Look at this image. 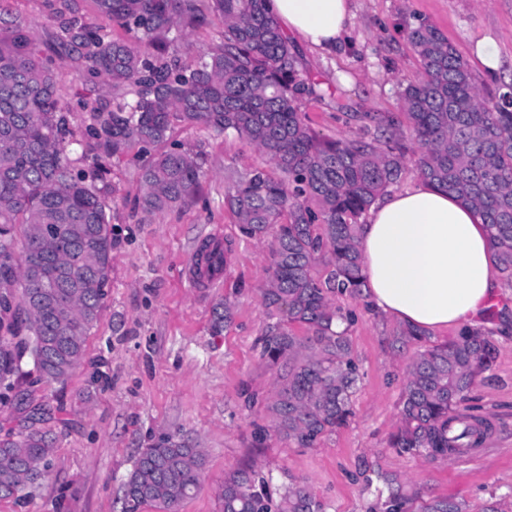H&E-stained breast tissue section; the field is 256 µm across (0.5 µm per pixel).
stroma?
Listing matches in <instances>:
<instances>
[{
	"instance_id": "35a3bbf8",
	"label": "stroma",
	"mask_w": 512,
	"mask_h": 512,
	"mask_svg": "<svg viewBox=\"0 0 512 512\" xmlns=\"http://www.w3.org/2000/svg\"><path fill=\"white\" fill-rule=\"evenodd\" d=\"M0 14L19 20L44 54L61 66V96L111 100L112 86L79 71L58 46V22L49 0H0ZM434 24L467 63L483 101L512 84V0H355L349 34L335 51L292 42L304 69L332 95L302 110L316 133L329 138H373L376 115L402 112L399 87L421 78L422 65L399 28L404 17ZM171 51L196 64L220 28L208 24L171 33ZM494 39L502 65L487 76L472 53L478 40ZM172 142L204 154L196 203L157 215L134 213L136 161H113L107 180L117 188L112 207L111 271L101 317L86 339L85 362L65 384L23 382L24 404H0V424L16 431L30 407L46 409L44 429L54 438L50 473L20 500H0V512H118L124 484L139 449L170 438L202 449L200 490L179 512H221L225 475L255 467L273 495L292 482L308 487L325 512H385L392 490L414 503L446 498L463 512L487 503L512 506V282L502 281L506 306L483 316L497 354L469 394L475 414L491 430L483 443L457 459L404 455L389 448L415 344L399 346L400 326L368 310L362 298L336 297L354 311L349 327L359 380L353 415L315 448H297L277 435L258 441L255 426H270L263 400L278 374L262 355L259 339L271 317L261 289L271 275L267 243L244 236L224 205L239 178L268 167L254 146L203 126L176 129ZM215 241L230 251L214 287L191 277L197 249ZM228 303L231 324L212 328L213 309ZM257 394L245 408L243 390Z\"/></svg>"
}]
</instances>
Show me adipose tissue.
<instances>
[{
	"label": "adipose tissue",
	"mask_w": 512,
	"mask_h": 512,
	"mask_svg": "<svg viewBox=\"0 0 512 512\" xmlns=\"http://www.w3.org/2000/svg\"><path fill=\"white\" fill-rule=\"evenodd\" d=\"M281 30L330 52L353 17L351 0H267ZM362 295L374 312L435 334L471 326L500 286V270L473 207L428 181L383 195L361 225Z\"/></svg>",
	"instance_id": "1"
}]
</instances>
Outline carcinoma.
<instances>
[{"label":"carcinoma","instance_id":"carcinoma-1","mask_svg":"<svg viewBox=\"0 0 512 512\" xmlns=\"http://www.w3.org/2000/svg\"><path fill=\"white\" fill-rule=\"evenodd\" d=\"M98 14L132 34L113 40L70 8L60 15L63 47L84 69L112 81V104L84 98L91 123L77 134L60 95V66L42 56L15 23L0 36V399L19 381L65 383L82 366L86 338L105 299L112 251L111 195L104 175L132 149L149 155L136 170V206L177 210L197 196L203 154L162 150L176 127L205 125L256 147L272 168L255 169L224 195L243 235L269 240L272 274L261 297L277 321L261 336L262 354L282 383L267 398L272 428L298 448H315L353 414L358 380L347 328L352 319L332 297L364 286L356 247L360 219L398 184L404 132L419 146L421 178L475 206L487 225L503 276L512 281V84L483 104L467 64L423 18L400 30L420 58L423 78L400 87L403 119L371 120L386 136L325 140L301 105L320 100V83L303 74L294 45L266 0H93ZM217 23L220 41L194 66L161 47L180 25ZM94 141L90 171L68 147ZM496 357L474 329L419 351L408 369L399 427L389 445L400 454L460 457L484 436V420L465 406L477 377ZM37 412L24 430L0 433V499L35 487L49 469L53 437ZM204 455L169 438L143 448L124 485L122 512H178L200 486ZM262 471L224 477L222 512H323L304 485L278 500ZM387 512H462L433 498L391 493Z\"/></svg>","mask_w":512,"mask_h":512}]
</instances>
